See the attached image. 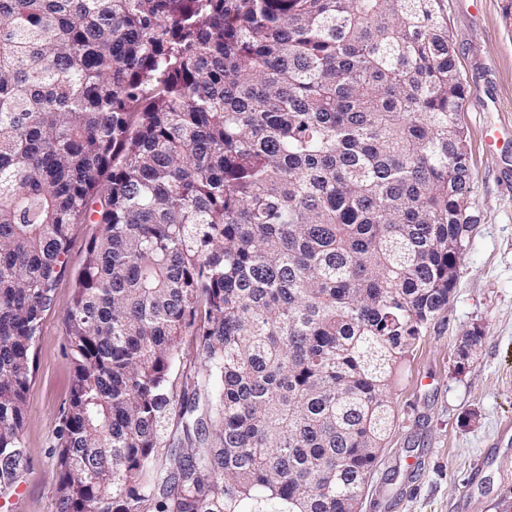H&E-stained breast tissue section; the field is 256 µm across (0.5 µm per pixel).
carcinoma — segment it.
Masks as SVG:
<instances>
[{
    "mask_svg": "<svg viewBox=\"0 0 512 512\" xmlns=\"http://www.w3.org/2000/svg\"><path fill=\"white\" fill-rule=\"evenodd\" d=\"M465 98L447 0H0V494L98 224L61 512H355L475 224ZM185 336L217 398L163 468Z\"/></svg>",
    "mask_w": 512,
    "mask_h": 512,
    "instance_id": "obj_1",
    "label": "carcinoma"
}]
</instances>
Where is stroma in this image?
I'll return each instance as SVG.
<instances>
[{
    "label": "stroma",
    "instance_id": "obj_1",
    "mask_svg": "<svg viewBox=\"0 0 512 512\" xmlns=\"http://www.w3.org/2000/svg\"><path fill=\"white\" fill-rule=\"evenodd\" d=\"M448 32L467 84L458 114L477 222L448 309L399 372L396 419L360 512H500L512 503V32L501 0H447ZM97 225L72 230L68 269L45 312L23 439L28 462L0 512H59L56 483L72 365L66 320L85 245ZM482 333L477 357L457 346Z\"/></svg>",
    "mask_w": 512,
    "mask_h": 512
}]
</instances>
